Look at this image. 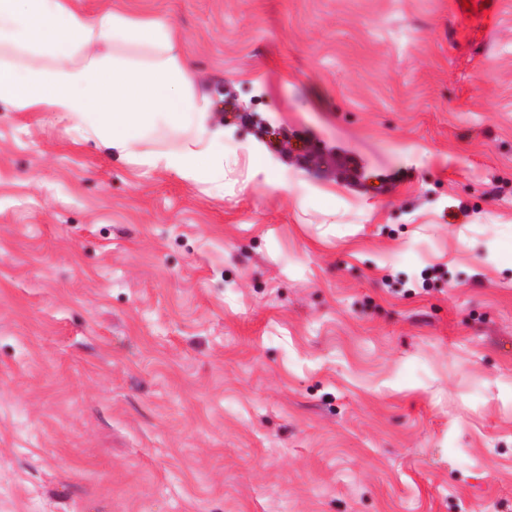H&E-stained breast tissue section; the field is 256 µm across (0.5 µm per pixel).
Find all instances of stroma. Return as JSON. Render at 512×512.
<instances>
[{"mask_svg": "<svg viewBox=\"0 0 512 512\" xmlns=\"http://www.w3.org/2000/svg\"><path fill=\"white\" fill-rule=\"evenodd\" d=\"M78 4L224 191L0 105V512H512V0Z\"/></svg>", "mask_w": 512, "mask_h": 512, "instance_id": "stroma-1", "label": "stroma"}]
</instances>
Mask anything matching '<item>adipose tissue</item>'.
Instances as JSON below:
<instances>
[{"label":"adipose tissue","instance_id":"obj_1","mask_svg":"<svg viewBox=\"0 0 512 512\" xmlns=\"http://www.w3.org/2000/svg\"><path fill=\"white\" fill-rule=\"evenodd\" d=\"M166 23L121 12L91 15L75 0H0V104L54 112L122 158L224 188L223 129L174 53ZM176 147L144 152L157 129Z\"/></svg>","mask_w":512,"mask_h":512}]
</instances>
